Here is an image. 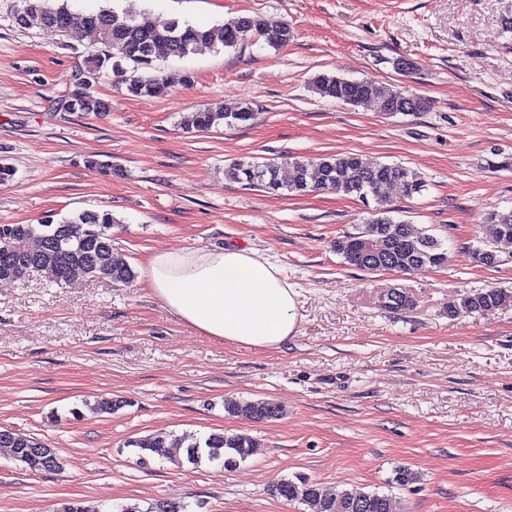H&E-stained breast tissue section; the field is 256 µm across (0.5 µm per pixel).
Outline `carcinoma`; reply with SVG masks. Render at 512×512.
<instances>
[{"label": "carcinoma", "mask_w": 512, "mask_h": 512, "mask_svg": "<svg viewBox=\"0 0 512 512\" xmlns=\"http://www.w3.org/2000/svg\"><path fill=\"white\" fill-rule=\"evenodd\" d=\"M24 16L15 19L21 28H39L65 33L77 26L94 31L102 49L87 54L75 72L113 75L126 90L139 97L153 98L167 91L173 78L155 69L160 58H184L198 47L234 48L254 37L263 36L272 48L288 44L294 37L292 29L283 26L268 29L259 16H244L211 27H196L177 18H158L145 25L127 12L102 8L95 13L71 10L66 3L55 0H21ZM126 21L129 30L122 37L111 32L114 18ZM312 90L322 98L351 106H375L389 114L415 115L430 108V101L415 93L394 89L383 83L365 79L349 80L323 73L312 82ZM65 102L77 112L103 115L111 102L94 92L79 96L71 85ZM254 119L248 107L221 111L205 109L184 118V124L197 130H208L221 124L234 127ZM290 173L283 177L282 167L275 162L234 163L229 177L250 187L269 192L286 190L306 195L317 190L353 196L367 203L374 201L372 218L356 233L339 236L333 248L351 266L366 271L420 272L444 267L452 261L451 252L436 236L420 231L413 224L394 218L391 191L402 189L407 197L421 194L427 187L418 170L402 164H369L354 153L323 155L316 159L288 163ZM495 239L512 244V209L492 212ZM112 213L84 210L58 223L47 220L41 224H0V281L12 274L15 254L8 247L15 243L40 245L45 249V263L51 272L49 281L68 279L72 265L85 268L91 276H104L116 284H129L135 278L132 267L112 257ZM512 303V292L497 288L473 290L448 304V316L485 315ZM224 410L236 416L260 421L283 416L284 408L273 400H224ZM127 446L138 449L140 464L170 458L169 449H186L185 458L177 461L197 465L202 458L218 461L226 469H234L245 461L256 447L247 434L212 433L204 440L177 438L165 432L135 438ZM274 496L286 502L304 505V512H396L394 500L386 494L338 490L328 492L309 478L281 479L272 485Z\"/></svg>", "instance_id": "1"}]
</instances>
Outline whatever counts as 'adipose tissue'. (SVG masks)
<instances>
[{
    "mask_svg": "<svg viewBox=\"0 0 512 512\" xmlns=\"http://www.w3.org/2000/svg\"><path fill=\"white\" fill-rule=\"evenodd\" d=\"M137 283L184 325L218 342L275 351L298 331L296 291L253 249H158L139 265Z\"/></svg>",
    "mask_w": 512,
    "mask_h": 512,
    "instance_id": "obj_1",
    "label": "adipose tissue"
}]
</instances>
